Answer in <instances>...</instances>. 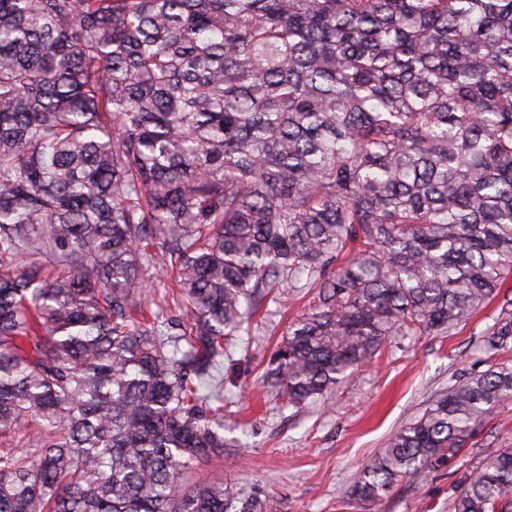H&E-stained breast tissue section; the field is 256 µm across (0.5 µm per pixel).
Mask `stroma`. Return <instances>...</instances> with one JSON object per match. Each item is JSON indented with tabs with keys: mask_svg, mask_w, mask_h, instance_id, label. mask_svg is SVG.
Listing matches in <instances>:
<instances>
[{
	"mask_svg": "<svg viewBox=\"0 0 512 512\" xmlns=\"http://www.w3.org/2000/svg\"><path fill=\"white\" fill-rule=\"evenodd\" d=\"M311 291L285 288L239 336L222 369L223 458L193 471L189 482L224 483L266 498L268 512H448V497L477 461L464 450L452 467L403 479L378 504L361 507L349 492L389 435L419 415L461 370L481 359L480 333L493 307L479 310L453 336H393L372 361L314 403L295 409L264 383L272 357Z\"/></svg>",
	"mask_w": 512,
	"mask_h": 512,
	"instance_id": "stroma-1",
	"label": "stroma"
}]
</instances>
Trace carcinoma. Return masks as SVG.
Segmentation results:
<instances>
[{"mask_svg": "<svg viewBox=\"0 0 512 512\" xmlns=\"http://www.w3.org/2000/svg\"><path fill=\"white\" fill-rule=\"evenodd\" d=\"M511 279L512 0H0V512H266L185 478L277 289H317L267 383L294 407L497 302L377 504L512 404ZM478 454L448 512H512V447Z\"/></svg>", "mask_w": 512, "mask_h": 512, "instance_id": "1", "label": "carcinoma"}]
</instances>
